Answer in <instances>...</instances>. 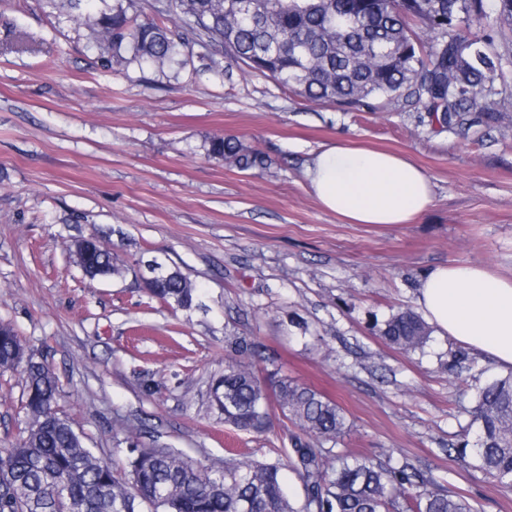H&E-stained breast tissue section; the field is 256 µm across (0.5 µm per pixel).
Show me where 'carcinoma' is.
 Masks as SVG:
<instances>
[{
    "mask_svg": "<svg viewBox=\"0 0 512 512\" xmlns=\"http://www.w3.org/2000/svg\"><path fill=\"white\" fill-rule=\"evenodd\" d=\"M66 10L87 31L101 65L134 63L164 72L183 67L194 40L219 48L229 61L269 76L314 103L355 106L370 96L403 101L419 124L448 113V128L497 121L500 53L476 35L487 13L484 0H248L251 21L231 25L238 0H168L167 11L186 27L138 19V0H45ZM459 21L448 25V14ZM354 22L346 25L337 16ZM457 99L448 104V90ZM207 155L248 170L262 153L230 136L210 139ZM76 264L91 279L119 275L112 251L95 238L74 242ZM159 302L191 309L195 287L177 270L145 281ZM387 344L415 350L429 339L422 319L406 308L382 330ZM237 358L212 383V402L224 423L261 433L272 413L306 435L294 438L289 463L302 483L304 503L288 499L277 463H241L212 470L175 448H134L126 470L96 457L60 415L58 381L49 363L35 359L15 329L0 323V374L24 383V435L0 449V512H475L461 494L431 476L368 457L323 454L347 429L343 409L321 391L284 375L260 376L245 358L252 345L234 342ZM470 427L472 447L455 449L468 464L512 491V373L477 390Z\"/></svg>",
    "mask_w": 512,
    "mask_h": 512,
    "instance_id": "cac0c4a2",
    "label": "carcinoma"
}]
</instances>
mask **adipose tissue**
Segmentation results:
<instances>
[{
	"label": "adipose tissue",
	"mask_w": 512,
	"mask_h": 512,
	"mask_svg": "<svg viewBox=\"0 0 512 512\" xmlns=\"http://www.w3.org/2000/svg\"><path fill=\"white\" fill-rule=\"evenodd\" d=\"M303 175L319 203L352 224H406L433 202L430 176L386 151L324 145ZM415 303L437 333L512 368V276L475 263L442 264L421 278Z\"/></svg>",
	"instance_id": "1"
}]
</instances>
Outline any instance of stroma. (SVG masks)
I'll list each match as a JSON object with an SVG mask.
<instances>
[{
    "mask_svg": "<svg viewBox=\"0 0 512 512\" xmlns=\"http://www.w3.org/2000/svg\"><path fill=\"white\" fill-rule=\"evenodd\" d=\"M485 4L512 93V19ZM186 54L162 73L107 69L68 16L0 0V321L47 359L64 415L114 468L154 442L216 469L277 462L301 504L286 464L294 424L276 415L265 433L239 431L211 402L240 336L253 365L344 410L331 453L424 470L477 512H512V492L448 452L474 439L477 389L502 368L445 336L407 352L381 336L432 267L512 275V106L499 122L436 134L394 101L317 105L245 65L213 66L212 47ZM215 135L260 149L266 168L207 158ZM336 142L409 157L432 177V206L409 224L323 209L302 169ZM91 236L122 276H84L72 248ZM151 261L197 286L192 309L149 297ZM22 392L0 376V448L25 426Z\"/></svg>",
    "mask_w": 512,
    "mask_h": 512,
    "instance_id": "35a3bbf8",
    "label": "stroma"
}]
</instances>
